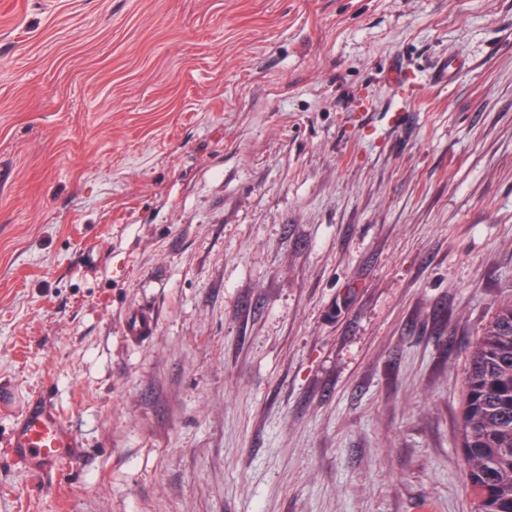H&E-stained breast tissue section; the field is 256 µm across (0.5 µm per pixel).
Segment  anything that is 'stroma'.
I'll return each instance as SVG.
<instances>
[{
    "instance_id": "1",
    "label": "stroma",
    "mask_w": 512,
    "mask_h": 512,
    "mask_svg": "<svg viewBox=\"0 0 512 512\" xmlns=\"http://www.w3.org/2000/svg\"><path fill=\"white\" fill-rule=\"evenodd\" d=\"M511 300L512 0H0V512H475ZM461 431L465 484L485 491L477 512H512V301L468 356ZM9 445L18 462L43 472L68 460L76 439L60 411L32 402L18 415Z\"/></svg>"
}]
</instances>
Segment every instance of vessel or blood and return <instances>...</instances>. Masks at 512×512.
<instances>
[{
	"label": "vessel or blood",
	"instance_id": "1",
	"mask_svg": "<svg viewBox=\"0 0 512 512\" xmlns=\"http://www.w3.org/2000/svg\"><path fill=\"white\" fill-rule=\"evenodd\" d=\"M9 445L18 462L43 472L68 460L76 439L60 411L32 402L18 415Z\"/></svg>",
	"mask_w": 512,
	"mask_h": 512
}]
</instances>
